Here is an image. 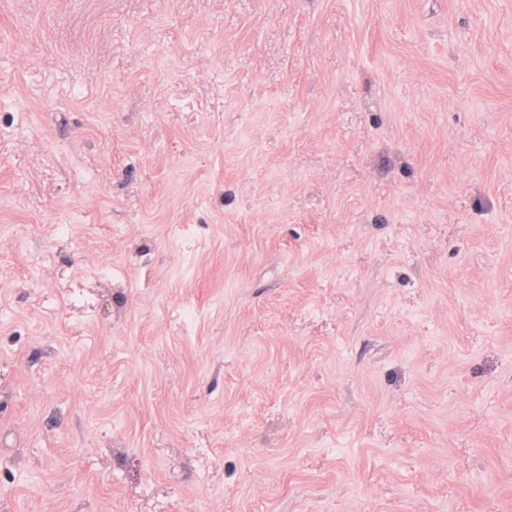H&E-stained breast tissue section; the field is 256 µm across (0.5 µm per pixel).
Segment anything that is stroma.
<instances>
[{
  "mask_svg": "<svg viewBox=\"0 0 512 512\" xmlns=\"http://www.w3.org/2000/svg\"><path fill=\"white\" fill-rule=\"evenodd\" d=\"M0 512H512V0H0Z\"/></svg>",
  "mask_w": 512,
  "mask_h": 512,
  "instance_id": "1",
  "label": "stroma"
}]
</instances>
